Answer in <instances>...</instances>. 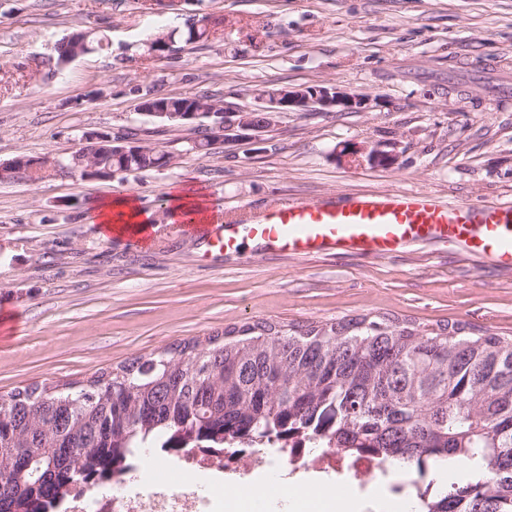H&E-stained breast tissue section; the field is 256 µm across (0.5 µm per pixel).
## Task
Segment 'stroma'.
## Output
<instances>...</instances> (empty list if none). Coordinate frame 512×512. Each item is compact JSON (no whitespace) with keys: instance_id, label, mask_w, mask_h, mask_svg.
I'll use <instances>...</instances> for the list:
<instances>
[{"instance_id":"obj_1","label":"stroma","mask_w":512,"mask_h":512,"mask_svg":"<svg viewBox=\"0 0 512 512\" xmlns=\"http://www.w3.org/2000/svg\"><path fill=\"white\" fill-rule=\"evenodd\" d=\"M204 17L221 20V38L177 41L161 62L142 52L148 35ZM83 31L105 34L108 47L60 64L58 43ZM158 79L166 92L208 91L247 111L260 89L323 82L372 102L364 112H284L261 140L201 157L186 150L192 127L137 114ZM129 126L174 164L0 182V397L83 384L258 319L389 313L512 337V272L466 253L414 245L378 260H245L206 253L195 231L170 224L168 206L180 188L213 214L392 189L512 201V0H0V163L66 156L83 132ZM354 146L399 163L347 165L341 152ZM111 193L152 212L154 244L110 241L89 223L93 200Z\"/></svg>"}]
</instances>
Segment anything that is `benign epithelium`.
Returning a JSON list of instances; mask_svg holds the SVG:
<instances>
[{
	"mask_svg": "<svg viewBox=\"0 0 512 512\" xmlns=\"http://www.w3.org/2000/svg\"><path fill=\"white\" fill-rule=\"evenodd\" d=\"M258 99L264 103L259 111L265 113V119L261 122L255 120L249 112H232L223 106L217 112L204 114L201 110L188 112L158 111L148 113V116L161 122H178L182 126L200 125V118L208 116L211 122L206 124L208 130V149L217 154L224 152V148L230 142L238 139L240 131H254L261 133L273 126L277 118L283 112H361L369 101L368 96L350 93L334 84H322L310 87H286L270 96L261 94ZM92 137L102 143L120 145L129 144L120 132L110 130H97Z\"/></svg>",
	"mask_w": 512,
	"mask_h": 512,
	"instance_id": "1",
	"label": "benign epithelium"
}]
</instances>
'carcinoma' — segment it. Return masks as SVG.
Segmentation results:
<instances>
[{
	"label": "carcinoma",
	"mask_w": 512,
	"mask_h": 512,
	"mask_svg": "<svg viewBox=\"0 0 512 512\" xmlns=\"http://www.w3.org/2000/svg\"><path fill=\"white\" fill-rule=\"evenodd\" d=\"M219 25L203 19L161 33L143 52L178 37L206 42ZM143 99L169 112L221 104L159 84ZM89 155L114 172L168 164L150 146L117 151L89 139L52 159L53 171ZM299 431L316 447L372 452L419 475L439 459L479 458L477 475L442 487L429 480L420 512H512V340L466 322L434 326L387 314L259 320L135 358L83 385L18 388L0 406V512H23L34 498L48 512L64 487L157 440L164 450L183 447L186 436L271 444Z\"/></svg>",
	"instance_id": "carcinoma-1"
}]
</instances>
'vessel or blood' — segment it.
I'll return each instance as SVG.
<instances>
[{
  "instance_id": "1",
  "label": "vessel or blood",
  "mask_w": 512,
  "mask_h": 512,
  "mask_svg": "<svg viewBox=\"0 0 512 512\" xmlns=\"http://www.w3.org/2000/svg\"><path fill=\"white\" fill-rule=\"evenodd\" d=\"M209 249L288 257L355 254L382 258L409 245L459 248L512 268V203L447 202L433 193L395 189L346 193L317 201H272L264 211L240 209L207 234Z\"/></svg>"
}]
</instances>
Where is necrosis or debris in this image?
<instances>
[{
  "label": "necrosis or debris",
  "instance_id": "necrosis-or-debris-1",
  "mask_svg": "<svg viewBox=\"0 0 512 512\" xmlns=\"http://www.w3.org/2000/svg\"><path fill=\"white\" fill-rule=\"evenodd\" d=\"M180 483L150 480L139 468L116 463L106 484L79 483L65 489L61 512H224L223 475L238 479L239 491L250 487L251 472L279 467L291 471L315 470L354 478L379 475L382 466L372 454L346 455L333 448H311L296 433L279 440L277 447L243 445L221 448H185L176 459Z\"/></svg>",
  "mask_w": 512,
  "mask_h": 512
}]
</instances>
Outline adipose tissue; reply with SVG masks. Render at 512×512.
I'll return each mask as SVG.
<instances>
[{
    "label": "adipose tissue",
    "instance_id": "1",
    "mask_svg": "<svg viewBox=\"0 0 512 512\" xmlns=\"http://www.w3.org/2000/svg\"><path fill=\"white\" fill-rule=\"evenodd\" d=\"M152 214L128 195L107 196L95 202L90 221L96 224L104 238H123L126 233L142 234L150 227ZM335 499L339 512H415L416 505L409 499H391L371 495L360 497L348 488L321 482L295 481L271 472L263 480L254 482L248 496H241L233 488L224 491L227 512H275L284 506L286 512H304L305 507L319 505L321 497Z\"/></svg>",
    "mask_w": 512,
    "mask_h": 512
}]
</instances>
